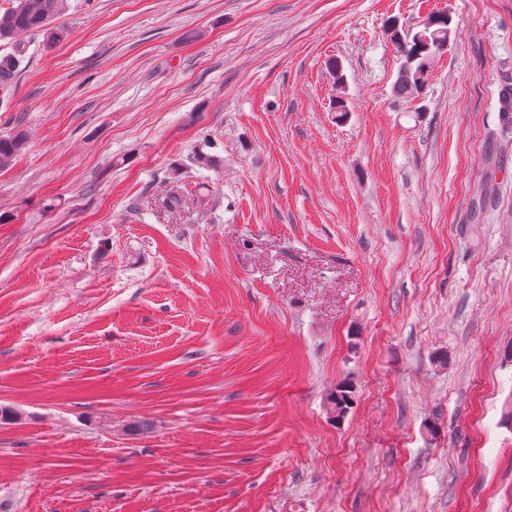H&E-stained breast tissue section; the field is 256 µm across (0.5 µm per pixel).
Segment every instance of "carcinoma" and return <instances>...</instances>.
Returning a JSON list of instances; mask_svg holds the SVG:
<instances>
[{
	"instance_id": "cac0c4a2",
	"label": "carcinoma",
	"mask_w": 512,
	"mask_h": 512,
	"mask_svg": "<svg viewBox=\"0 0 512 512\" xmlns=\"http://www.w3.org/2000/svg\"><path fill=\"white\" fill-rule=\"evenodd\" d=\"M68 0H17V5L0 13V41L11 45L12 51L0 55V92L10 94L20 65L25 59V36L41 32L48 41L63 38L64 30L53 22L65 14ZM448 15L433 13L404 37L397 39L396 49L402 57L394 93L403 99L414 96L423 89L433 59L448 50ZM27 135L23 131L0 137V169L9 167L24 149ZM354 390L349 382L336 386L327 397V408L332 417L339 420L353 405Z\"/></svg>"
}]
</instances>
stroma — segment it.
Listing matches in <instances>:
<instances>
[{
    "label": "stroma",
    "instance_id": "1",
    "mask_svg": "<svg viewBox=\"0 0 512 512\" xmlns=\"http://www.w3.org/2000/svg\"><path fill=\"white\" fill-rule=\"evenodd\" d=\"M443 11L398 98L393 32ZM60 23L0 95V512H512V0ZM27 135L23 131L0 137V169L9 167L24 149ZM353 394L352 384L344 381L328 395L327 408L334 419L339 420L349 412L353 405Z\"/></svg>",
    "mask_w": 512,
    "mask_h": 512
}]
</instances>
